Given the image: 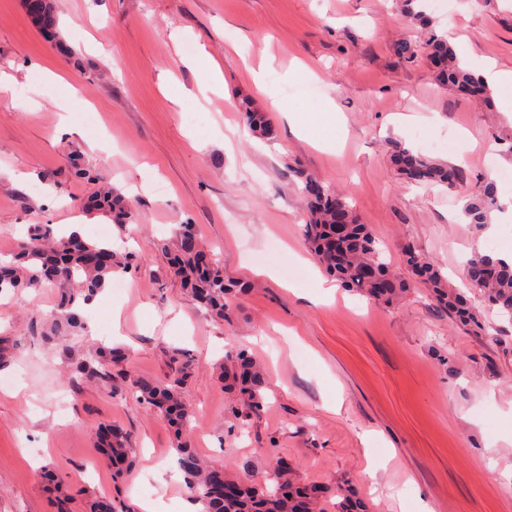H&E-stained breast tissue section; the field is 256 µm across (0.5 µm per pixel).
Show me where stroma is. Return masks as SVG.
<instances>
[{
    "mask_svg": "<svg viewBox=\"0 0 512 512\" xmlns=\"http://www.w3.org/2000/svg\"><path fill=\"white\" fill-rule=\"evenodd\" d=\"M55 38L33 23L26 0H0V260L32 224L66 229L138 251L116 273L76 340L50 339L58 290L0 293V512H53L41 478L52 468L73 512L87 497L117 512L146 500L182 512L189 501L167 422L124 388L75 381L72 356L120 345L126 367L164 379L170 356L189 353L185 436L196 453L246 478L287 462L303 482L350 486L369 512H512V319L469 293L489 327H458L418 283L379 304L339 287L311 302L306 214L294 170L345 194L403 271L414 246L450 284L467 290L477 250L512 248V223L476 230L467 198L502 169L512 87L487 109L439 86L424 57L407 62L395 43L419 30L399 0H47ZM436 34L466 46L463 63L512 71V0H429ZM36 61L55 73L22 74ZM217 62L224 82L206 70ZM264 74L267 96L254 86ZM266 112L277 135L250 134L243 102ZM336 111L313 137L293 133L283 111ZM431 140L447 148L428 149ZM402 145L462 167L454 190L400 179L388 161ZM127 195L134 218L117 224L86 210L100 181ZM195 224L225 279L256 280L223 319H212L168 269L175 225ZM268 275L252 277L249 264ZM245 350L265 366L267 407L238 419L215 364ZM103 425L129 435L134 461L112 481L94 444Z\"/></svg>",
    "mask_w": 512,
    "mask_h": 512,
    "instance_id": "1",
    "label": "stroma"
}]
</instances>
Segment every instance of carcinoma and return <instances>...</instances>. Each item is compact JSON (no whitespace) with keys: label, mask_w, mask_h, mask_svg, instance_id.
I'll return each instance as SVG.
<instances>
[{"label":"carcinoma","mask_w":512,"mask_h":512,"mask_svg":"<svg viewBox=\"0 0 512 512\" xmlns=\"http://www.w3.org/2000/svg\"><path fill=\"white\" fill-rule=\"evenodd\" d=\"M29 13L37 14L42 33L53 36L50 14L43 0H28ZM403 9L417 25L427 30L426 39L415 44L400 41L395 54L411 59L423 54L434 79L456 92L467 90L471 99L486 108L494 104L488 82L464 67L448 45L432 29V20L419 0H403ZM243 119L250 132L269 139L274 129L265 113L245 108ZM389 161L394 171L417 186L454 187L464 180V172L450 164L432 160L426 155L394 146ZM301 182L307 207L306 239L325 269L359 294L382 304L400 300L410 289V279L425 285L437 305L456 321L473 331L487 333L486 326L469 306L466 296L449 283L441 267L423 256L415 247L404 251L407 275L394 271L382 258L375 238L347 204L342 193L321 181L296 172ZM95 206L112 216L117 224L133 218L125 196L118 190H107L95 200ZM499 209V188L488 180L469 196L464 208L468 223L484 228L491 214ZM178 248L171 268L193 300L218 318H224L228 304L250 290L246 283L224 279V270L199 242L195 225L177 228ZM136 255L118 254L108 243H90L77 234L59 235L49 224H33L27 240L9 262L0 261V293L38 290L46 284L59 288L60 299L53 319L51 334L67 336L82 328L81 302H89L100 293L117 271L135 268ZM465 275L474 292L512 318V263L492 252H476L466 262ZM119 348L101 346L76 363L75 373L81 379L110 384L113 377L125 379L136 399L166 418L176 434H181L192 412L182 400V389L190 375L192 360L184 351L171 356V374L165 382L132 376L113 368L122 361ZM219 377L226 389L237 393L242 412L257 415L264 409V377L261 365L244 352L227 355L219 365ZM96 448L111 467L113 479L127 477L132 463V449L126 432L117 426L98 431ZM175 451L191 500L201 504V512H317L321 502L340 498L336 512H366V508L346 490L322 484L300 485L288 465L272 462L258 479L241 480L223 468L206 466L187 441H178Z\"/></svg>","instance_id":"1"}]
</instances>
